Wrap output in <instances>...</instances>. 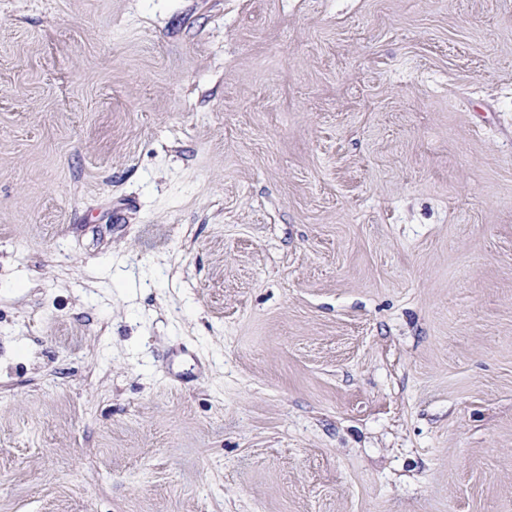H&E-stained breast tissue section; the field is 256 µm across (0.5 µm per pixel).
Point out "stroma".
<instances>
[{
    "instance_id": "1",
    "label": "stroma",
    "mask_w": 512,
    "mask_h": 512,
    "mask_svg": "<svg viewBox=\"0 0 512 512\" xmlns=\"http://www.w3.org/2000/svg\"><path fill=\"white\" fill-rule=\"evenodd\" d=\"M0 512H512V0H0Z\"/></svg>"
}]
</instances>
